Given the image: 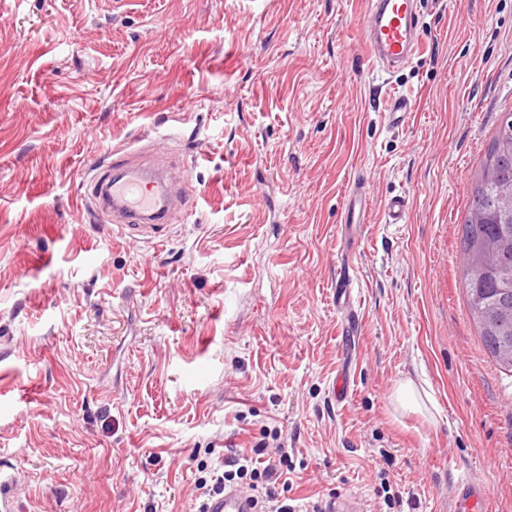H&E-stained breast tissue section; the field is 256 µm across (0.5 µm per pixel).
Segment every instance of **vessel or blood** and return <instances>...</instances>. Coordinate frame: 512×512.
Masks as SVG:
<instances>
[{"instance_id":"b4317fda","label":"vessel or blood","mask_w":512,"mask_h":512,"mask_svg":"<svg viewBox=\"0 0 512 512\" xmlns=\"http://www.w3.org/2000/svg\"><path fill=\"white\" fill-rule=\"evenodd\" d=\"M365 42L380 69L394 74L408 65L422 43L417 25L418 0H368ZM409 97L393 95L388 99L385 117L391 128L406 125L411 113ZM92 199L96 210L117 223L127 235L147 239L157 238L168 230L178 203L184 202L185 186L171 185L163 170L142 166L128 159L125 152L116 151L109 163L100 165L94 176ZM386 223H404L407 200L395 195L382 205ZM368 204L360 181H353L345 202L344 221L350 225L366 223ZM353 278L348 267L336 273V307L348 320L357 312L352 295ZM18 483L15 473L0 471V512H16L13 489ZM488 495L484 486L469 478H461L455 490L452 512H487ZM201 512H254L253 500L238 488L225 489L211 495Z\"/></svg>"}]
</instances>
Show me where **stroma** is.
Listing matches in <instances>:
<instances>
[{"mask_svg":"<svg viewBox=\"0 0 512 512\" xmlns=\"http://www.w3.org/2000/svg\"><path fill=\"white\" fill-rule=\"evenodd\" d=\"M367 0H0V465L17 512H198L239 455L320 512H512V373L463 289L461 225L512 113V0H420L387 75ZM413 102L384 126L389 93ZM192 190L159 241L88 207L112 150ZM360 180L373 205L342 222ZM406 196V223L385 199ZM354 266L357 334L334 299ZM349 371L352 393L331 387ZM411 378L432 398L401 409ZM286 452H279L278 443ZM407 200L404 196L395 195L386 199L382 205V212L386 224H403L407 214ZM488 495L484 486L470 478H461L455 490L453 512H487Z\"/></svg>","mask_w":512,"mask_h":512,"instance_id":"35a3bbf8","label":"stroma"}]
</instances>
